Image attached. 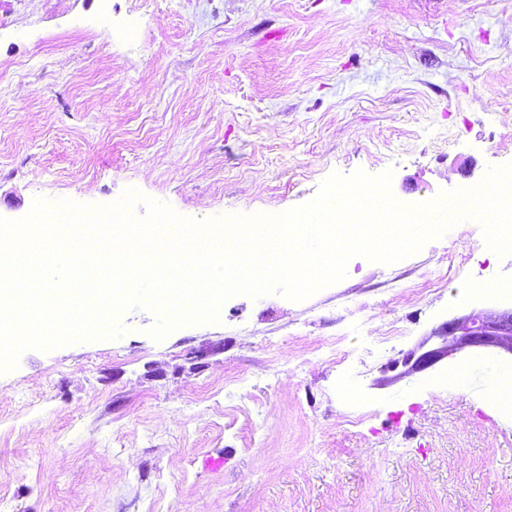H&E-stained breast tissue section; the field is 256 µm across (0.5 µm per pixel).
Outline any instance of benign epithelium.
<instances>
[{"mask_svg": "<svg viewBox=\"0 0 512 512\" xmlns=\"http://www.w3.org/2000/svg\"><path fill=\"white\" fill-rule=\"evenodd\" d=\"M439 346L421 354L412 351L403 358V374L426 370L444 359L476 350L512 356V309L473 310L456 317L434 332Z\"/></svg>", "mask_w": 512, "mask_h": 512, "instance_id": "benign-epithelium-1", "label": "benign epithelium"}]
</instances>
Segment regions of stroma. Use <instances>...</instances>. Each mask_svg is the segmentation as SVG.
<instances>
[{
    "mask_svg": "<svg viewBox=\"0 0 512 512\" xmlns=\"http://www.w3.org/2000/svg\"><path fill=\"white\" fill-rule=\"evenodd\" d=\"M512 163V0H0V218L129 189L208 222L332 173L406 205ZM512 281L465 218L302 301L24 351L0 374V512H512L505 359L395 362ZM203 366L193 369L192 353Z\"/></svg>",
    "mask_w": 512,
    "mask_h": 512,
    "instance_id": "obj_1",
    "label": "stroma"
}]
</instances>
